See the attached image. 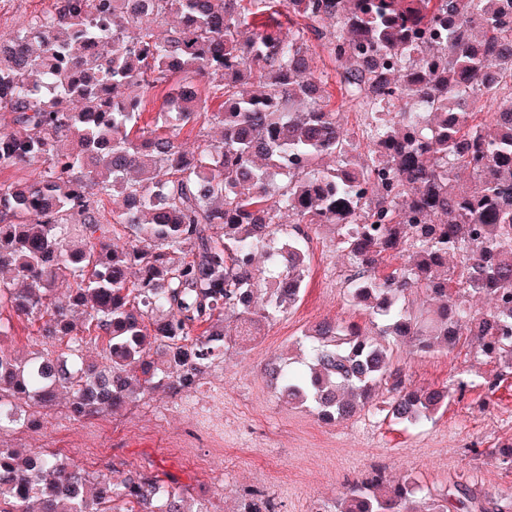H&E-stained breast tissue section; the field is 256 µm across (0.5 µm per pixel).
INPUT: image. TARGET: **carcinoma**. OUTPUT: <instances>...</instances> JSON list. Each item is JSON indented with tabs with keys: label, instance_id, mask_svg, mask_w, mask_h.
<instances>
[{
	"label": "carcinoma",
	"instance_id": "cac0c4a2",
	"mask_svg": "<svg viewBox=\"0 0 512 512\" xmlns=\"http://www.w3.org/2000/svg\"><path fill=\"white\" fill-rule=\"evenodd\" d=\"M312 36L342 63L334 92ZM1 42L19 52L0 51V170H32L0 184V341L8 308L63 349L0 346V423L18 400L52 409L61 390L85 421L192 389L301 300L309 230L325 224L354 270L348 300L378 332L315 325L305 368L270 367L281 399L330 422L382 395L391 420H431L451 387L407 384L394 363L407 340L474 347L499 365L491 389L512 374V0H56ZM167 84L155 125H140ZM336 95L364 110L359 138ZM201 119L220 137L187 151L180 136ZM79 313L102 335L97 362ZM188 494L168 476L112 480L0 445V512H190ZM322 512H512V495L456 481L421 496L377 471Z\"/></svg>",
	"mask_w": 512,
	"mask_h": 512
}]
</instances>
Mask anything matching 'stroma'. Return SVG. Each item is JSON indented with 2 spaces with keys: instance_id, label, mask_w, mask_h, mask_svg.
Returning <instances> with one entry per match:
<instances>
[{
  "instance_id": "stroma-1",
  "label": "stroma",
  "mask_w": 512,
  "mask_h": 512,
  "mask_svg": "<svg viewBox=\"0 0 512 512\" xmlns=\"http://www.w3.org/2000/svg\"><path fill=\"white\" fill-rule=\"evenodd\" d=\"M348 274L347 262L317 232L301 301L266 324L247 351H228L207 369L196 392L158 388L134 406L85 422L54 412L34 427L0 432V443L60 452L95 475L168 474L217 512H236L253 488L266 491L277 512H312L375 468L410 477L434 494L456 480L485 492L512 488V469L496 452L512 442V377L477 404V386L493 366L467 348L424 352L405 344L397 350L411 386L469 384L447 411L415 426L374 410L324 423L311 408L277 398L264 366L296 356L305 331L324 320L367 325L364 310L347 300Z\"/></svg>"
}]
</instances>
